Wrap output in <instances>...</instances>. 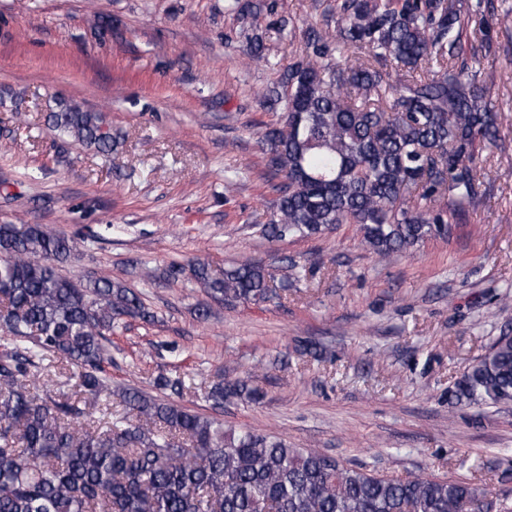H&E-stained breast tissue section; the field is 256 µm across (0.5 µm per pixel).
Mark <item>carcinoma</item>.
Here are the masks:
<instances>
[{
  "label": "carcinoma",
  "instance_id": "obj_1",
  "mask_svg": "<svg viewBox=\"0 0 512 512\" xmlns=\"http://www.w3.org/2000/svg\"><path fill=\"white\" fill-rule=\"evenodd\" d=\"M226 9L256 20L276 3L227 0ZM469 21L463 0H336L325 27H309L299 59L265 93L282 106L262 136L266 166L285 182L263 236L317 238L356 224L381 258L448 239V225L481 204L483 150L499 141L487 86L457 63ZM250 53L271 62L260 36ZM46 121L75 145L112 152L100 112L60 101ZM79 259L76 243L45 225L0 224V512H471L477 489L466 481L350 467L275 435L226 430L138 388L118 393L123 411L108 426L91 427V410L112 392L107 336L127 318H158L121 282L59 273ZM192 274L217 304L276 294L258 261L220 275L196 262ZM56 363L75 369L72 389L39 384ZM153 386L186 389L163 374ZM203 397L221 409L263 393L218 379ZM448 402L512 403V333L495 337Z\"/></svg>",
  "mask_w": 512,
  "mask_h": 512
}]
</instances>
